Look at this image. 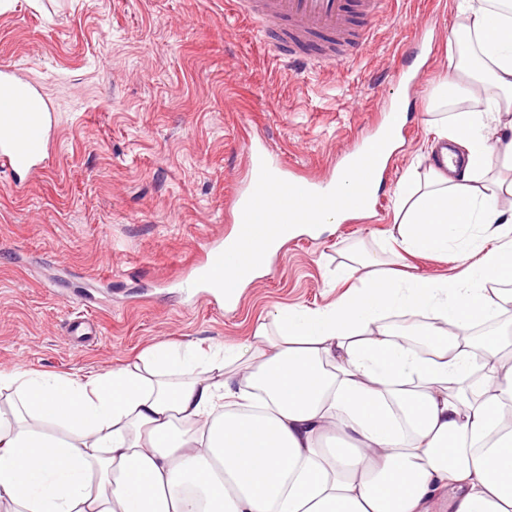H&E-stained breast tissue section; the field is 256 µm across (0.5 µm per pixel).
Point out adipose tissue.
Segmentation results:
<instances>
[{
	"mask_svg": "<svg viewBox=\"0 0 512 512\" xmlns=\"http://www.w3.org/2000/svg\"><path fill=\"white\" fill-rule=\"evenodd\" d=\"M448 77L466 94L440 140L458 164L401 182L410 254L453 256L458 277H370L328 308L280 311L246 346L204 358L160 344L89 377L0 371V512H512V366L470 331L512 302V181L478 186L487 125L512 130V0H458ZM433 314L424 359L388 325Z\"/></svg>",
	"mask_w": 512,
	"mask_h": 512,
	"instance_id": "obj_1",
	"label": "adipose tissue"
}]
</instances>
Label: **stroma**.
Instances as JSON below:
<instances>
[{
  "label": "stroma",
  "instance_id": "1",
  "mask_svg": "<svg viewBox=\"0 0 512 512\" xmlns=\"http://www.w3.org/2000/svg\"><path fill=\"white\" fill-rule=\"evenodd\" d=\"M0 69L25 73L55 113L48 165L18 187L0 170V370L86 377L148 347L244 343L280 310L325 308L376 271L453 276L401 256L395 193L426 170L443 111L455 0H392L336 71L289 70L232 0H6ZM408 100L373 218L288 238L274 274L232 311L196 286L208 240L248 176L244 144L335 176L345 152Z\"/></svg>",
  "mask_w": 512,
  "mask_h": 512
}]
</instances>
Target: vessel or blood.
I'll use <instances>...</instances> for the list:
<instances>
[{
	"mask_svg": "<svg viewBox=\"0 0 512 512\" xmlns=\"http://www.w3.org/2000/svg\"><path fill=\"white\" fill-rule=\"evenodd\" d=\"M389 0H235L239 13L263 34L273 56L288 69L333 68L368 44L371 25L388 10ZM10 92L0 102V169L31 172L51 156L55 115L49 101L20 71L5 78ZM233 224L224 237L208 243L204 268L238 237Z\"/></svg>",
	"mask_w": 512,
	"mask_h": 512,
	"instance_id": "1",
	"label": "vessel or blood"
}]
</instances>
